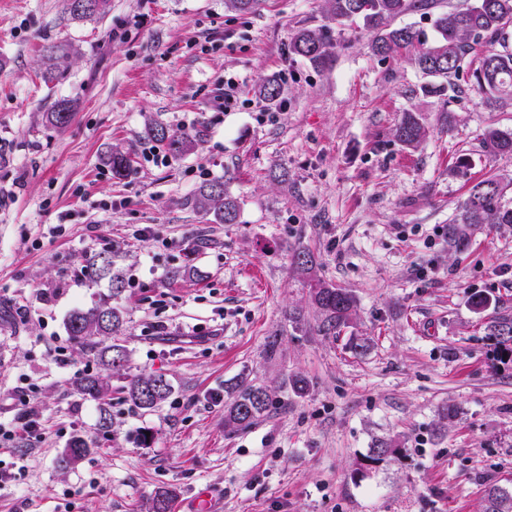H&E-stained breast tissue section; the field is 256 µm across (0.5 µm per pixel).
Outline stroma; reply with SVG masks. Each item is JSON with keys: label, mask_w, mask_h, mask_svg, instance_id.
<instances>
[{"label": "stroma", "mask_w": 512, "mask_h": 512, "mask_svg": "<svg viewBox=\"0 0 512 512\" xmlns=\"http://www.w3.org/2000/svg\"><path fill=\"white\" fill-rule=\"evenodd\" d=\"M327 23L325 0H262L247 15L224 0H111L84 22L66 0H0V418L28 384L45 431L0 446V469L16 475L0 512H149L161 490L171 512H481L488 484L512 487V361L489 337L512 317V224L448 243L468 188L512 178V157L482 142L488 128L512 131V106L475 90L425 95L411 60L378 57L360 26L338 35L327 66L289 55L294 32ZM51 41L76 56L48 86ZM282 70L278 119L259 124V89ZM226 76L247 106L212 107ZM59 99L76 110L54 127L44 114ZM408 112L427 131L414 148L394 135ZM186 120L194 150L146 162L148 125ZM116 146L131 158L123 178L103 164ZM224 178L234 224L194 205ZM304 248L319 279L356 298L339 337L317 331L292 266ZM103 252L120 297L108 278L73 275ZM475 291L496 306L474 312ZM110 297L128 352L112 376L66 330L73 311ZM150 374L172 392L143 410L121 388ZM79 375L109 376L111 394L83 397ZM295 375L308 382L300 396ZM243 381L271 405L231 430L224 407ZM77 437L90 454L61 465ZM379 439L401 457L362 468Z\"/></svg>", "instance_id": "obj_1"}]
</instances>
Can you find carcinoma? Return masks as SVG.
<instances>
[{
	"instance_id": "cac0c4a2",
	"label": "carcinoma",
	"mask_w": 512,
	"mask_h": 512,
	"mask_svg": "<svg viewBox=\"0 0 512 512\" xmlns=\"http://www.w3.org/2000/svg\"><path fill=\"white\" fill-rule=\"evenodd\" d=\"M90 7L78 10L67 0V10L73 20H97L105 17L109 0H88ZM421 4L414 0H326L328 18L341 27L358 22L369 30L377 31L372 50L382 58L407 53L417 69L428 78L422 90L433 96L450 93L458 97L470 88L486 95L490 102L512 103V50L509 49V28L512 27V0H474L464 9L437 14L433 20L434 36L427 38L410 25L391 28L387 22ZM331 28L299 29L288 42V53L304 58L316 66L328 65L333 56ZM41 79L44 84L54 83L71 65L75 56L72 46L63 41H52L41 48ZM75 105L67 100L55 102L47 112V121L62 127L68 124ZM148 135L164 144L169 153L180 157L194 146V138L177 133L161 123L149 126ZM425 129L412 113H406L397 127L395 137L407 146L418 145ZM484 148L495 155L512 156V132L490 128L484 133ZM105 163L114 177L126 175L130 168L127 155L112 150ZM512 193V181L489 177L473 184L459 207L458 214L448 227V241L456 246L468 242V229L479 224H512V204L506 201ZM195 207L211 214L221 224H235L240 206L224 180H213L200 186ZM293 265L308 276L316 262L314 254L301 249L293 254ZM84 276H107L112 283V294L125 288L123 276L113 270L112 258L98 254L84 259ZM312 304L320 323L318 331L325 336H338L350 327L355 314V296L344 288L317 280L309 282ZM121 311L108 300L74 312L68 319L67 331L83 346L94 347L97 336H118L123 330ZM494 343L502 351L512 354V318L498 319L490 327ZM97 355L111 371H121L128 362L126 348L114 342L97 349ZM84 397L99 399L108 392V383L100 377L87 376L76 384ZM171 393L170 382L162 375L135 376L126 386L128 398L137 407L150 410L165 401ZM270 396L266 389L246 384L237 385L236 395L225 409L227 428L247 426L268 410ZM91 450L89 442L76 438L61 456L66 465L75 464ZM399 449L388 440L376 442L367 465L377 464L395 457ZM483 512H512V490L497 485L487 487L483 498Z\"/></svg>"
}]
</instances>
